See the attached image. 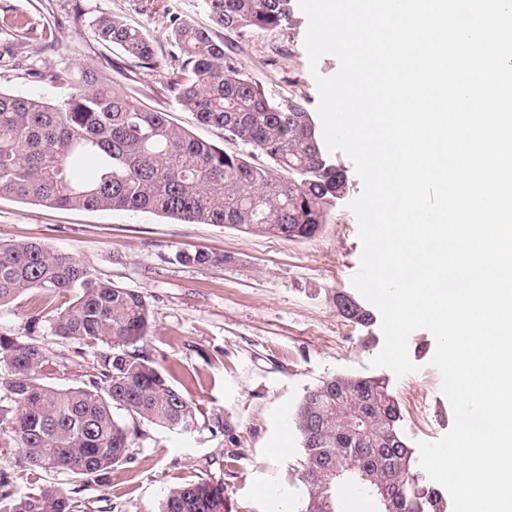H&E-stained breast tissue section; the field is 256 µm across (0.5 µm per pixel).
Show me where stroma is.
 <instances>
[{
	"label": "stroma",
	"mask_w": 512,
	"mask_h": 512,
	"mask_svg": "<svg viewBox=\"0 0 512 512\" xmlns=\"http://www.w3.org/2000/svg\"><path fill=\"white\" fill-rule=\"evenodd\" d=\"M4 13L27 18L29 25L0 29V91L62 99L69 86L36 81L31 71L90 67L196 137L234 150L221 130L199 124L162 90V64L173 50L169 18L210 26L204 0H0ZM102 15L143 28L159 69L143 72L98 41L93 24ZM306 27L298 10L290 24L273 30L236 36L218 29L214 37L269 95L295 98L312 111L318 103L314 74H335L338 61L324 56L317 73H310ZM0 241L39 242L116 286L139 291L152 311L143 351L198 409L197 428L187 436L139 423L130 462L112 469L106 482L65 476L64 487L81 512H159L170 488L208 477L224 482L233 512H298L302 448L297 431L284 424L306 392L332 376L387 379L409 446L437 440L453 426L441 376L429 364L432 334L411 335L410 356L420 370L399 378L369 365L383 345L380 326L348 322L332 302L334 292H352L360 266L358 223L346 200L337 202L313 237L288 241L154 213L59 210L3 195ZM195 250L220 256V264L178 260L179 252ZM37 297L31 291L0 307V335H34L53 359L46 383L80 384L93 353L54 336L49 319L35 320Z\"/></svg>",
	"instance_id": "35a3bbf8"
}]
</instances>
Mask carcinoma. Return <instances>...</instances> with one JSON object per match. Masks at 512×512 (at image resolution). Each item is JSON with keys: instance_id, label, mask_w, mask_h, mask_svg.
<instances>
[{"instance_id": "carcinoma-1", "label": "carcinoma", "mask_w": 512, "mask_h": 512, "mask_svg": "<svg viewBox=\"0 0 512 512\" xmlns=\"http://www.w3.org/2000/svg\"><path fill=\"white\" fill-rule=\"evenodd\" d=\"M212 24L245 35L291 20V0H205ZM174 47L164 88L196 120L244 147L227 151L174 125L120 85L85 68L49 80L71 86L58 102L0 92V196L59 209L149 212L188 223L233 227L258 236L310 238L327 223L347 178L326 154L311 113L293 98L272 99L208 28L169 18ZM94 34L146 71L160 66L143 29L102 16ZM264 164L253 161L257 155ZM180 262L222 264L205 251ZM30 290L52 301L54 335L95 349L87 381L66 389L44 382L48 354L35 339L0 336V448H16L29 470L104 479L130 460L146 421L192 432L197 409L140 352L151 309L140 292L96 277L73 257L34 241L0 242V307ZM120 407L132 419L116 418ZM371 410L366 436L343 448L347 413ZM303 452L299 512H321V471L349 464L386 485L398 512H447L444 496L417 472L413 452L393 437L398 406L379 378L333 376L307 391L292 414ZM15 471L0 466V512H77L60 482L15 491ZM159 512H232L224 483L200 479L171 488Z\"/></svg>"}]
</instances>
